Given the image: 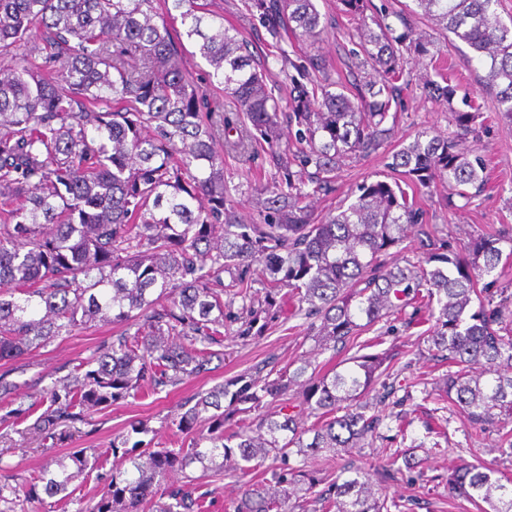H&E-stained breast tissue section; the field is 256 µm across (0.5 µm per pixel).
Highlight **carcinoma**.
<instances>
[{"label": "carcinoma", "mask_w": 512, "mask_h": 512, "mask_svg": "<svg viewBox=\"0 0 512 512\" xmlns=\"http://www.w3.org/2000/svg\"><path fill=\"white\" fill-rule=\"evenodd\" d=\"M413 2L477 53L497 111L512 120V26L498 16V0ZM343 4L361 15L356 36L367 80L348 95L331 83L293 80L288 124L297 146L282 151L268 72L253 64L241 32L198 0H0V361L101 323L124 327L47 389L49 405L33 431L51 436L65 421L138 396L146 384L162 390L207 371L215 347L224 346V294L244 301L245 323L257 322L258 292L244 286L256 263L267 291L292 288L293 315L321 318L324 348L355 342L425 289L427 318L435 319L428 352L448 361V404L475 424L512 422V280L501 283L502 238L453 245L424 230L421 260H382L425 223L402 184L446 181L467 201L484 191V162L467 141L479 113L454 110L447 74L423 89L448 103L460 133H418L388 164L402 182L363 183L348 206L313 217L312 199L336 172L378 150L385 124L397 123L405 55L420 48L412 30L397 32L389 16L364 15V0ZM252 7L275 37L285 28L312 37L321 26L314 0H253ZM187 42L209 66V85L234 104L233 116L186 77ZM260 141L280 178L260 188L264 223L245 224L226 199L224 149L245 153ZM485 276L491 281L479 285ZM385 362L372 353L330 374L309 376L305 363L273 379L261 368L240 375L180 414L179 428L210 429L187 448L135 455L143 441L132 443L131 435L148 427L133 421L112 440V453L131 466L113 468L99 498L77 512H142L148 504L156 512H202L205 494L189 490L196 478L179 484L168 480L171 472L199 464L202 479L228 466L246 474L268 459L265 477L246 484L234 512H294L310 501L334 512H408L362 466L329 478L288 465L293 454L337 453L377 438L372 410ZM294 386L301 388L298 413L224 434V423ZM304 414L316 423L305 426ZM95 468L96 455L85 448L48 456L20 488L0 486V502L42 491L66 503L69 486ZM298 495L301 502L289 505ZM448 495L512 512V480L491 468H448Z\"/></svg>", "instance_id": "cac0c4a2"}]
</instances>
